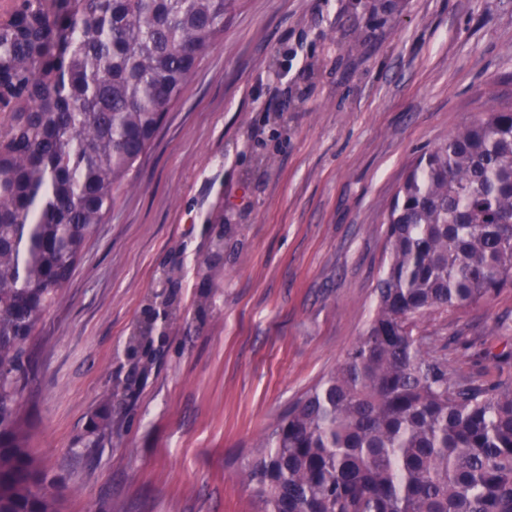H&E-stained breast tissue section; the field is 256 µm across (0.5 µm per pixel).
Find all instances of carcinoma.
Masks as SVG:
<instances>
[{
    "label": "carcinoma",
    "mask_w": 512,
    "mask_h": 512,
    "mask_svg": "<svg viewBox=\"0 0 512 512\" xmlns=\"http://www.w3.org/2000/svg\"><path fill=\"white\" fill-rule=\"evenodd\" d=\"M235 0H14L0 21V512H58L20 427L27 341L133 185ZM366 333L255 444L261 512H512V380L426 358L409 321L512 288V101L412 165Z\"/></svg>",
    "instance_id": "cac0c4a2"
}]
</instances>
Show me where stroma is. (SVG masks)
<instances>
[{"label": "stroma", "mask_w": 512, "mask_h": 512, "mask_svg": "<svg viewBox=\"0 0 512 512\" xmlns=\"http://www.w3.org/2000/svg\"><path fill=\"white\" fill-rule=\"evenodd\" d=\"M492 88L512 96V0H237L29 340L61 512H256L253 444L364 335L392 200ZM159 290L176 315L135 373ZM412 334L510 378L512 288Z\"/></svg>", "instance_id": "35a3bbf8"}]
</instances>
